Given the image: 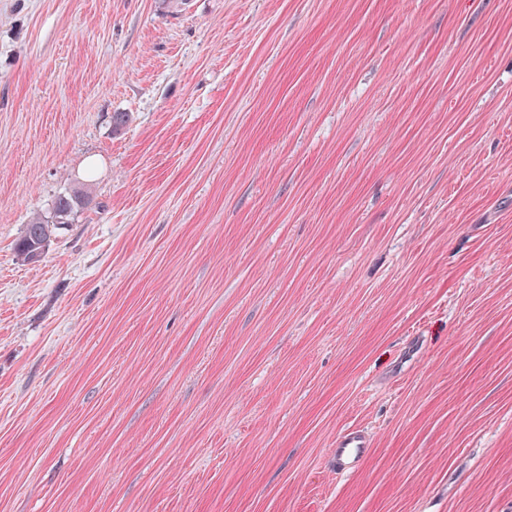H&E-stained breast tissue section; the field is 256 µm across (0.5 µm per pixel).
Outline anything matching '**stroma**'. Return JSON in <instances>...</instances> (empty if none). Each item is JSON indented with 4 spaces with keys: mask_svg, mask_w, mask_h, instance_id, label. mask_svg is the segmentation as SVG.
<instances>
[{
    "mask_svg": "<svg viewBox=\"0 0 512 512\" xmlns=\"http://www.w3.org/2000/svg\"><path fill=\"white\" fill-rule=\"evenodd\" d=\"M0 512H512V0H0ZM91 192L85 186L68 187L54 199L48 215L37 216L26 224L22 235L15 244L16 253L25 261H32L33 255L44 247L60 230L72 223L74 216L84 210L91 201ZM54 216L59 224H49L48 218ZM47 245L44 247L46 249ZM371 448L373 444L369 434L363 429L350 426L336 435L333 448H329V468L339 475L359 472Z\"/></svg>",
    "mask_w": 512,
    "mask_h": 512,
    "instance_id": "35a3bbf8",
    "label": "stroma"
}]
</instances>
